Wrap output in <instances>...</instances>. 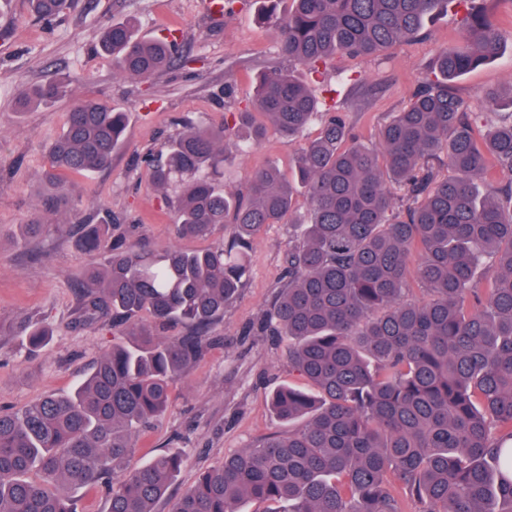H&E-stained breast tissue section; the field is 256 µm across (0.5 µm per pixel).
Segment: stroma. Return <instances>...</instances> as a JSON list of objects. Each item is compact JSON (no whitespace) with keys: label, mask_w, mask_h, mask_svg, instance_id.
Listing matches in <instances>:
<instances>
[{"label":"stroma","mask_w":512,"mask_h":512,"mask_svg":"<svg viewBox=\"0 0 512 512\" xmlns=\"http://www.w3.org/2000/svg\"><path fill=\"white\" fill-rule=\"evenodd\" d=\"M259 7L258 0H228L216 13L207 0H70L60 17L46 23L32 13L29 0H0V408L17 409L68 393L111 350L118 334L108 323L75 325V276L93 259L81 250L68 215H56L57 230L39 239L28 238L23 227L38 200L44 148L61 131L73 99L96 100L128 115L126 141L111 165L66 178L86 208L107 209L135 225L136 238L160 254L176 245L201 250L221 244L219 234L205 240L172 237L167 205L150 180L149 160L181 130L184 119L236 123L224 103L225 87H232L235 101L243 103L257 74L286 67L275 35L256 20ZM493 7L505 33L501 53L453 84L471 103L479 90L512 82V0H494ZM130 15L138 18L144 34L175 43L170 69L147 80L123 78L111 57L99 51L103 29ZM460 15L459 7L449 5L427 20L421 37L377 57L341 56L324 74H309L301 66L296 72L318 95L323 111L346 113L355 133L376 142L381 123L407 103L439 48L447 46ZM58 71L72 77V99L23 115L15 112L14 100L23 89ZM253 122L265 126V136L244 155L228 147L226 190L243 189L249 174L270 162L284 174L292 172L295 146L267 128L263 115H254ZM287 244V225L271 224L258 234L246 285L213 327L211 345L172 385L165 413L135 440L139 460L183 452L172 496L190 490L225 455L287 430L264 394L304 382L288 368L286 344L273 347L244 333L271 305ZM27 320L53 330L33 356L18 334Z\"/></svg>","instance_id":"stroma-1"}]
</instances>
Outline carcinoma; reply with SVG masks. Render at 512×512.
Instances as JSON below:
<instances>
[{
    "label": "carcinoma",
    "instance_id": "1",
    "mask_svg": "<svg viewBox=\"0 0 512 512\" xmlns=\"http://www.w3.org/2000/svg\"><path fill=\"white\" fill-rule=\"evenodd\" d=\"M50 23L62 0H30ZM281 54L311 73L338 54L367 58L421 34L448 0H260ZM465 5L455 41L437 54L409 104L387 118L378 144L351 140L347 115L326 118L287 178L269 163L247 191H224V127L184 124L154 160L156 190L172 183L173 235L224 243L162 256L131 243L117 217L73 197L65 175L106 167L127 116L82 99L48 145L43 191L25 228L34 238L69 213L85 251L104 263L77 282L83 324L130 329L72 391L0 413V512H77L72 493L105 488L109 512H156L181 455L132 462L133 439L160 417L170 386L205 353L213 325L249 275L267 224L297 230L270 309L244 335L288 338V367L308 389L269 394L288 432L224 458L176 499L172 512H512V85L477 92L480 112L452 90L492 61L503 34L484 3ZM100 49L118 73L147 79L168 68L173 44L141 35L136 19L106 27ZM55 76L16 98L22 114L72 92ZM320 101L290 69L261 75L240 123L264 115L286 143L302 137ZM447 174L440 175L439 167ZM507 185L494 197L479 183ZM308 206L303 219L294 196ZM427 297L412 295L411 281ZM186 332L159 338L139 322ZM36 352L49 330L20 327Z\"/></svg>",
    "mask_w": 512,
    "mask_h": 512
}]
</instances>
